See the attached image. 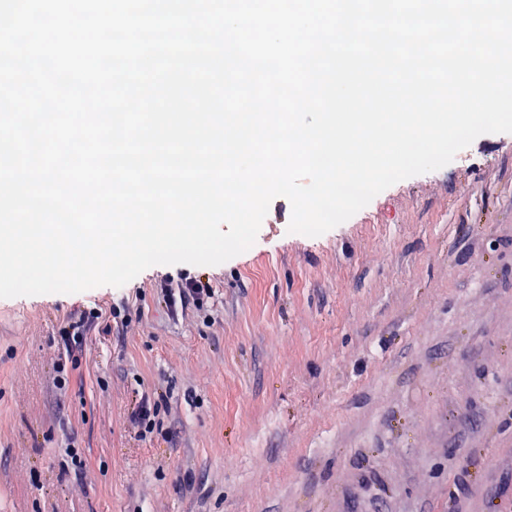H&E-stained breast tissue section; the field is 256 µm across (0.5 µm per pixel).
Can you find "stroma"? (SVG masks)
<instances>
[{
  "label": "stroma",
  "instance_id": "35a3bbf8",
  "mask_svg": "<svg viewBox=\"0 0 512 512\" xmlns=\"http://www.w3.org/2000/svg\"><path fill=\"white\" fill-rule=\"evenodd\" d=\"M290 218L217 266L0 299V512H512V133L320 236ZM182 273L214 295L173 315ZM100 317H102V312L96 313V316H93L92 319L81 316L78 320L71 319L68 321L67 326H64L62 332L66 351H72V342L74 345L82 342L84 336H88L89 332L94 327L95 320H98Z\"/></svg>",
  "mask_w": 512,
  "mask_h": 512
}]
</instances>
